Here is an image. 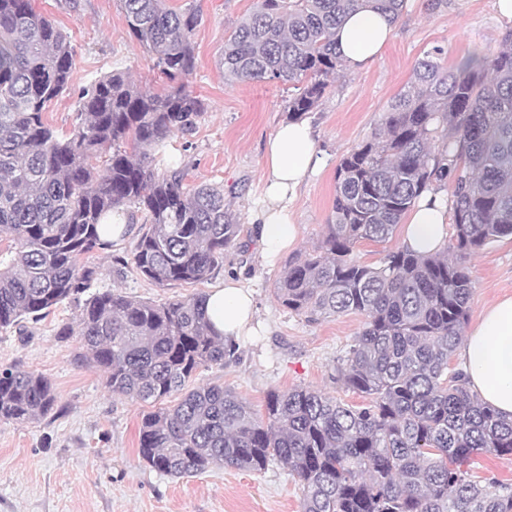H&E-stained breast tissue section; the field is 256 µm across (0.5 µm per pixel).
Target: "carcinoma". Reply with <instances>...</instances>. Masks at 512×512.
<instances>
[{
    "label": "carcinoma",
    "instance_id": "1",
    "mask_svg": "<svg viewBox=\"0 0 512 512\" xmlns=\"http://www.w3.org/2000/svg\"><path fill=\"white\" fill-rule=\"evenodd\" d=\"M128 31L167 87L146 90L112 71L83 88L61 135L44 117L69 87L74 49L31 0H0V328L79 303L82 361L135 402L178 403L142 416L139 454L154 470L191 477L213 465L261 472L280 464L302 488V512H512V483L481 485L463 469L483 453L512 454V419L471 392L450 367L462 343L474 281L464 260L512 237V32L458 70L418 60L382 128L336 168L321 245L288 264L275 296L316 322L364 317L333 379L363 404L307 387L272 390L260 415L222 385L185 390L236 347L216 336L206 295L156 303L91 292L83 256L113 247L112 213L134 206L145 228L137 272L167 287L204 282L240 232L224 189L183 187L147 150L188 132L203 102L184 80L196 67L199 15L165 0H119ZM406 0H257L224 39V81L293 86L288 118L313 111L345 62L334 33L350 10L395 23ZM106 155L98 168L89 163ZM448 186L452 234L444 251L403 246L376 266L351 258L362 241L392 238L432 186ZM51 382L20 364L0 368V421H38L55 409Z\"/></svg>",
    "mask_w": 512,
    "mask_h": 512
}]
</instances>
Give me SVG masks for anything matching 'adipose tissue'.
<instances>
[{"mask_svg":"<svg viewBox=\"0 0 512 512\" xmlns=\"http://www.w3.org/2000/svg\"><path fill=\"white\" fill-rule=\"evenodd\" d=\"M391 36L388 21L363 8L346 14L335 38L346 63L362 69L381 55ZM322 164L308 121L282 123L268 140L263 195L252 214L256 250L262 257L294 246L296 228L288 206L305 177ZM447 223L444 198L437 193L425 194L405 220L404 242L419 253H438L446 243ZM255 312L254 290L241 275L225 274L207 294L206 316L225 341L238 343L255 335ZM460 363L469 386L482 402L512 418V296L494 301L477 325L467 331L460 347Z\"/></svg>","mask_w":512,"mask_h":512,"instance_id":"1","label":"adipose tissue"}]
</instances>
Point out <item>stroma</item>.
<instances>
[{"instance_id":"1","label":"stroma","mask_w":512,"mask_h":512,"mask_svg":"<svg viewBox=\"0 0 512 512\" xmlns=\"http://www.w3.org/2000/svg\"><path fill=\"white\" fill-rule=\"evenodd\" d=\"M169 7H193L199 24L193 35L196 68L188 78L203 112L186 133L169 136L151 149L160 173L184 172L185 187H223L224 204L241 232L224 261L200 283L160 287L136 272L132 250L140 227L131 225L122 242L84 255L99 270L97 289L163 303L207 293L225 272L249 277L257 292L262 335L241 343L224 365L200 368L189 387L220 384L256 411L269 391L309 387L349 405L358 394L341 389L332 375L339 357L360 331L358 314L318 322L288 312L274 288L290 261L317 249L325 235L335 192L336 168L352 147L379 128L392 97L409 81L424 54L441 48L442 67H458L474 52L499 47L512 32V18L497 0H407L394 37L368 68H343L319 106L307 113L324 167L302 184L292 208L297 242L272 261L252 243L251 210L264 179L268 139L288 119L292 88L279 82L227 83L219 64L224 38L256 0H166ZM37 14L69 37L75 64L69 90L50 105L48 123L69 131L82 89L115 70L158 92L164 84L144 49L131 39L118 0H32ZM475 287L468 325L505 295L512 296V238L485 246L467 261ZM78 310L65 302L44 318H24L0 328V366L19 363L47 377L55 388L54 413L27 424L0 421V512H301L302 489L287 468L262 472L215 466L188 478H171L151 468L138 453V432L150 403L109 392L101 371L80 359L77 337L62 335Z\"/></svg>"}]
</instances>
